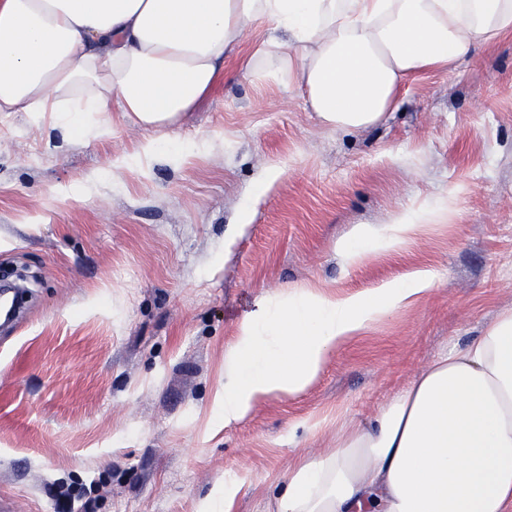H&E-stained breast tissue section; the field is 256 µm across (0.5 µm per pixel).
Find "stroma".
<instances>
[{
	"label": "stroma",
	"mask_w": 512,
	"mask_h": 512,
	"mask_svg": "<svg viewBox=\"0 0 512 512\" xmlns=\"http://www.w3.org/2000/svg\"><path fill=\"white\" fill-rule=\"evenodd\" d=\"M226 78L143 165L145 131L59 146L26 113L0 116V273L25 302L0 334V498L13 512H198L225 475L234 512H268L297 451L365 421L438 353L512 309V35L453 72L408 80L377 127L329 130L297 88ZM212 146L199 149L202 138ZM126 161L113 171V158ZM281 174L236 237L259 176ZM443 207L396 251L345 264L358 224ZM421 268L438 285L333 352L314 384L225 427L224 349L262 298L298 285L356 295Z\"/></svg>",
	"instance_id": "35a3bbf8"
}]
</instances>
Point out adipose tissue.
Masks as SVG:
<instances>
[{
  "mask_svg": "<svg viewBox=\"0 0 512 512\" xmlns=\"http://www.w3.org/2000/svg\"><path fill=\"white\" fill-rule=\"evenodd\" d=\"M269 23L242 71L297 87L327 128L379 124L405 81L452 71L512 34V0H0V114L49 118L64 139L120 126L155 132L151 160L214 91L245 31ZM421 230L399 215L359 224L347 264ZM436 285L415 269L333 298L301 287L264 298L224 350L215 406L225 427L295 396L338 346ZM275 512H512V310L440 353L368 422H336V446L299 453Z\"/></svg>",
  "mask_w": 512,
  "mask_h": 512,
  "instance_id": "adipose-tissue-1",
  "label": "adipose tissue"
}]
</instances>
